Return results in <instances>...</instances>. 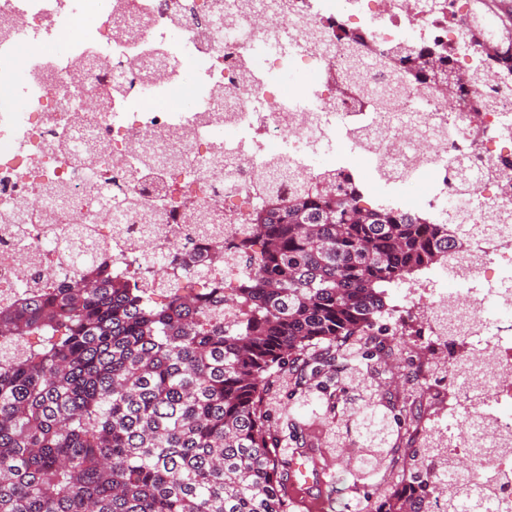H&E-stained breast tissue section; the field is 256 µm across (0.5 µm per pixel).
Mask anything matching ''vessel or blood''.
<instances>
[{"label": "vessel or blood", "mask_w": 512, "mask_h": 512, "mask_svg": "<svg viewBox=\"0 0 512 512\" xmlns=\"http://www.w3.org/2000/svg\"><path fill=\"white\" fill-rule=\"evenodd\" d=\"M334 474L323 466L310 448L296 449L288 476V494L307 512H321L326 489L333 482Z\"/></svg>", "instance_id": "obj_1"}]
</instances>
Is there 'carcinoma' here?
<instances>
[{
	"label": "carcinoma",
	"instance_id": "obj_1",
	"mask_svg": "<svg viewBox=\"0 0 512 512\" xmlns=\"http://www.w3.org/2000/svg\"><path fill=\"white\" fill-rule=\"evenodd\" d=\"M344 42L362 87L358 37ZM486 51L512 75V53ZM373 65L402 88L436 85V70L456 88L486 77L430 49ZM251 221L259 263L227 297L222 279L189 292L93 264L0 307V512H288V456L268 422L289 358L301 380L345 374L352 397L323 402L330 447L354 445L359 481L390 473L399 434L347 341L378 335L386 286L448 266V225L336 190L286 205L271 190ZM418 453L367 512H430L439 449Z\"/></svg>",
	"mask_w": 512,
	"mask_h": 512
}]
</instances>
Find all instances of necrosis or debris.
Returning a JSON list of instances; mask_svg holds the SVG:
<instances>
[{
  "label": "necrosis or debris",
  "mask_w": 512,
  "mask_h": 512,
  "mask_svg": "<svg viewBox=\"0 0 512 512\" xmlns=\"http://www.w3.org/2000/svg\"><path fill=\"white\" fill-rule=\"evenodd\" d=\"M469 24L468 0H0V305L92 262L157 275V258L246 230L269 180L289 197L281 165L317 189L355 172L372 197L469 227L453 289L406 292L422 408L458 420L414 433L441 448L442 483L478 491L466 512H512V78L397 92L373 69L365 97L337 37L359 34L367 62L431 46L471 67Z\"/></svg>",
  "instance_id": "obj_1"
}]
</instances>
